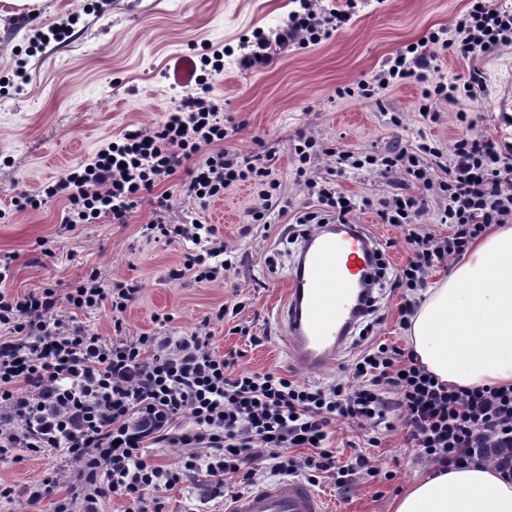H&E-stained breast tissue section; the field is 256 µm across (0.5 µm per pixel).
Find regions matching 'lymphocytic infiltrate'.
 <instances>
[{
	"label": "lymphocytic infiltrate",
	"instance_id": "1",
	"mask_svg": "<svg viewBox=\"0 0 512 512\" xmlns=\"http://www.w3.org/2000/svg\"><path fill=\"white\" fill-rule=\"evenodd\" d=\"M299 3L274 37L258 33L245 41L242 68L266 66L276 43L319 44L352 18L348 11L316 9L314 0ZM467 5L452 28L407 45L386 59L372 80L338 89V97L377 104L391 87L414 82L421 89L419 107L432 122L438 119L437 102L478 99L486 89L480 72L446 79L437 76L434 62L441 53L469 59L511 45L512 9L494 0H467ZM456 121L463 133L444 152L423 140L359 155L304 135L294 147L296 180L318 202L316 210L296 216L297 224H347L359 206L333 180L318 176L321 158H335L344 169L370 168L403 185V192L378 200L377 214L404 230L406 261L391 272L380 269L377 279L401 290L398 323L404 329L433 268L464 254L488 226L512 223V148L476 132L470 113L458 112ZM227 136L224 103L200 75L194 91L156 128L125 131L89 161L36 193L15 197L13 204L23 211L60 198L65 224L104 217L123 224L151 199L147 236L191 245L171 277L220 282L236 266L234 248L217 225L195 219L169 223V198L154 190L185 171L179 193L204 207L246 183L254 190L251 221L266 223L280 184L266 154L240 159L225 148ZM431 205L448 227L446 236L419 222ZM138 293L119 281L104 287L94 270L63 290L0 291V457L53 450L76 464L73 495L58 500L54 512H98L100 499L112 495L126 499L132 512H148V493L176 485L183 470L196 468L198 461L192 454L183 469L158 466L147 460L146 447L160 443L208 449L206 473L217 494L233 477L254 486L255 471L243 467L251 453L313 485L324 478L341 486L356 474L378 476L367 450L379 447L380 430L397 427L405 430L417 459L437 469L490 463L512 478L511 386L442 382L412 351L385 340L344 366L342 381L322 387L273 370L236 374L199 332L122 338L123 315ZM105 305L115 331L109 339L80 321ZM184 416L190 429L181 427ZM336 421L365 433L345 461L328 444V429ZM294 448L302 449V456H291Z\"/></svg>",
	"mask_w": 512,
	"mask_h": 512
}]
</instances>
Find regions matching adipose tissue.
<instances>
[{"instance_id":"adipose-tissue-1","label":"adipose tissue","mask_w":512,"mask_h":512,"mask_svg":"<svg viewBox=\"0 0 512 512\" xmlns=\"http://www.w3.org/2000/svg\"><path fill=\"white\" fill-rule=\"evenodd\" d=\"M408 337L442 382L512 385L511 225L475 244L427 289ZM393 512H512V481L490 465L452 469L416 481Z\"/></svg>"}]
</instances>
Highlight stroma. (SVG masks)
Returning <instances> with one entry per match:
<instances>
[{"label": "stroma", "instance_id": "stroma-1", "mask_svg": "<svg viewBox=\"0 0 512 512\" xmlns=\"http://www.w3.org/2000/svg\"><path fill=\"white\" fill-rule=\"evenodd\" d=\"M467 0H358L350 22L328 40L306 48L276 45L262 68L239 65L243 36L260 30L274 36L288 20L289 0H41L20 9L0 0V78L9 79L0 94V253L17 259L11 278L0 289L24 294L42 288L65 289L87 271L97 270L103 284L123 281L140 293L124 314L127 336H187L208 328L218 353L238 352L235 371L273 370L319 386L342 379L343 365L356 353L351 346L324 371L294 367L287 355L285 332L275 313L283 302L284 278L297 256V244L284 228L313 201L295 181L294 145L306 134L333 148L354 153L378 152L396 143L411 145L427 137L440 146L462 134L455 114L475 113L479 132L495 141L512 140V46L478 54L469 60L439 56L436 64L447 77L483 72L487 89L476 101L435 106L437 122L418 112L420 89L405 83L385 92L382 105L337 97V89L367 81L383 60L428 32L448 27ZM75 15L73 38L50 43L42 52L26 53L33 29L48 28L58 17ZM222 52L224 70L212 79L214 93L236 127L226 148L248 157L270 156L273 178L281 185L279 204L270 223H252L253 191L241 184L223 198L199 208L173 194L168 218L218 225L236 248L237 264L224 282L200 284L193 278L172 279L187 246L156 242L143 236L153 206L145 201L127 223L101 218L94 224L61 227L63 200L37 210L15 211L12 198L32 192L66 170L93 157L127 129L160 124L185 87L173 79L174 68L188 59ZM25 77H17V66ZM400 113L402 125L390 117ZM339 190L354 198L386 197L398 185L366 170L335 175ZM354 223L368 225L390 266L405 259L400 228L382 223L373 209L356 212ZM401 293L383 289L374 336L407 346L397 323ZM238 306L234 315L215 320L220 306ZM249 326L261 345H250L233 331ZM372 456L383 472L371 480L356 478L346 488L333 481L318 488L328 512H391L392 500L429 471L404 449L403 434L384 433ZM70 462L47 451L23 459L0 461V484L14 488L0 498V512H53L72 491ZM55 478L51 493L31 506L25 487ZM162 512H224V498L214 496L204 472H188L182 481L156 493Z\"/></svg>", "mask_w": 512, "mask_h": 512}]
</instances>
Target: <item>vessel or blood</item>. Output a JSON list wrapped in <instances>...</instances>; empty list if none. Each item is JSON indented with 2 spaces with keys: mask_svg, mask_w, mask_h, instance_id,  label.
Listing matches in <instances>:
<instances>
[{
  "mask_svg": "<svg viewBox=\"0 0 512 512\" xmlns=\"http://www.w3.org/2000/svg\"><path fill=\"white\" fill-rule=\"evenodd\" d=\"M377 243L363 224H327L302 237L277 313L297 366L319 372L333 365L352 339L372 296ZM225 512H326L302 480L259 487L236 496Z\"/></svg>",
  "mask_w": 512,
  "mask_h": 512,
  "instance_id": "1",
  "label": "vessel or blood"
}]
</instances>
